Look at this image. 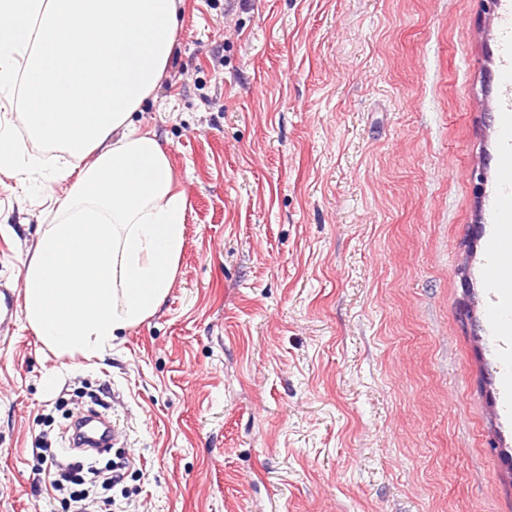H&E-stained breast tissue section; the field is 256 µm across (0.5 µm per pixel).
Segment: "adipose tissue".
Returning a JSON list of instances; mask_svg holds the SVG:
<instances>
[{
  "mask_svg": "<svg viewBox=\"0 0 512 512\" xmlns=\"http://www.w3.org/2000/svg\"><path fill=\"white\" fill-rule=\"evenodd\" d=\"M183 0H0V172L70 187L22 274L23 316L58 355L111 350L153 316L185 247L186 197L135 119L175 53ZM51 147L44 161L16 135Z\"/></svg>",
  "mask_w": 512,
  "mask_h": 512,
  "instance_id": "1",
  "label": "adipose tissue"
}]
</instances>
